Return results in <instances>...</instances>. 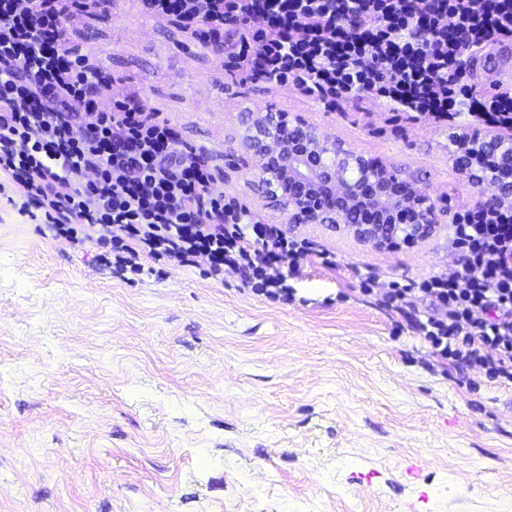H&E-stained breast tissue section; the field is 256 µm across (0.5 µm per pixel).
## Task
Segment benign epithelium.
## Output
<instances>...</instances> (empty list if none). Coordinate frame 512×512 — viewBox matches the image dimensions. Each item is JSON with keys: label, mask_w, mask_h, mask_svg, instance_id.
Here are the masks:
<instances>
[{"label": "benign epithelium", "mask_w": 512, "mask_h": 512, "mask_svg": "<svg viewBox=\"0 0 512 512\" xmlns=\"http://www.w3.org/2000/svg\"><path fill=\"white\" fill-rule=\"evenodd\" d=\"M465 158L457 170L479 191L472 209L493 214L512 205V143L457 134ZM244 149L259 165L254 193L288 212L290 224H328L376 250L411 248L453 222L403 170L343 149L299 115L250 113Z\"/></svg>", "instance_id": "1"}]
</instances>
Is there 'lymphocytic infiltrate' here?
<instances>
[{"instance_id":"f902f5d3","label":"lymphocytic infiltrate","mask_w":512,"mask_h":512,"mask_svg":"<svg viewBox=\"0 0 512 512\" xmlns=\"http://www.w3.org/2000/svg\"><path fill=\"white\" fill-rule=\"evenodd\" d=\"M220 54L226 74L291 86L328 105L367 94L435 123L512 129V91L482 92L473 57L512 43V0H136ZM114 0H0V176L19 215L38 211L52 241L106 247L118 275L142 255L208 262L277 300L329 251L256 220L215 189L217 165L147 111L138 91L105 98L113 77L71 52L67 23ZM455 265L403 285L359 277L360 294L412 314L438 361L512 383V207L466 210L449 225Z\"/></svg>"}]
</instances>
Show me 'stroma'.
Here are the masks:
<instances>
[{"label": "stroma", "instance_id": "obj_1", "mask_svg": "<svg viewBox=\"0 0 512 512\" xmlns=\"http://www.w3.org/2000/svg\"><path fill=\"white\" fill-rule=\"evenodd\" d=\"M138 90L224 170L217 188L288 236L335 253L254 293L208 265L126 280L96 249L55 245L0 194V512H512V386L445 375L410 321L355 274L410 284L455 263L447 227L378 251L250 191L251 111L302 116L468 208L457 126L394 120L371 97L328 108L291 86L225 74L220 59L134 0L86 16L72 41Z\"/></svg>", "mask_w": 512, "mask_h": 512}]
</instances>
